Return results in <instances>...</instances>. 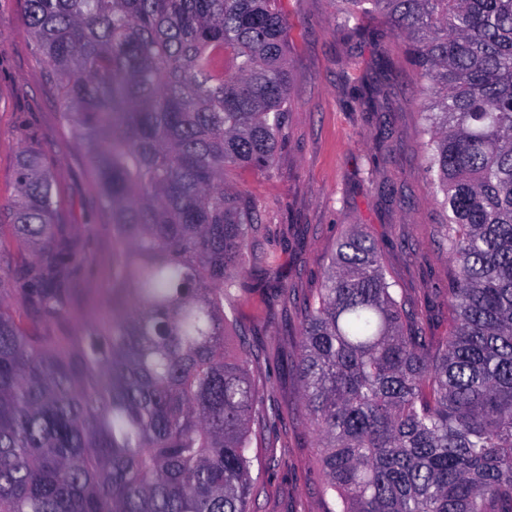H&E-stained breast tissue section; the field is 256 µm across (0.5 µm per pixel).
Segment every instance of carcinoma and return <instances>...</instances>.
Returning <instances> with one entry per match:
<instances>
[{"instance_id":"1","label":"carcinoma","mask_w":512,"mask_h":512,"mask_svg":"<svg viewBox=\"0 0 512 512\" xmlns=\"http://www.w3.org/2000/svg\"><path fill=\"white\" fill-rule=\"evenodd\" d=\"M281 0H25L59 123L108 217L111 319L71 335L89 246L40 155L0 207V512H250V353L229 350L258 223L238 185L288 112ZM383 19L423 81L448 212L434 335L376 242L342 236L298 330L302 404L339 512H512V0H339ZM32 250L24 286L4 256Z\"/></svg>"}]
</instances>
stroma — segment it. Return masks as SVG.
Wrapping results in <instances>:
<instances>
[{"instance_id": "obj_1", "label": "stroma", "mask_w": 512, "mask_h": 512, "mask_svg": "<svg viewBox=\"0 0 512 512\" xmlns=\"http://www.w3.org/2000/svg\"><path fill=\"white\" fill-rule=\"evenodd\" d=\"M290 26L291 89L283 140L273 168L239 181L260 221L240 277L235 319L252 353L251 376L276 409L253 443L262 464L251 512H329L319 438L302 406L296 331L304 298L315 295L338 239L352 226L377 242L397 298L422 314L435 335L448 328L453 265L442 242L421 136L422 81L399 35L377 19L369 35L342 27L336 0H282ZM57 121L46 92L23 0H0V204L16 190L22 150L38 148L60 188L58 219L78 225L89 246L111 245L93 233L101 216L88 201L89 165ZM92 293L72 331L111 304L105 264L82 280ZM295 296L286 298L282 287Z\"/></svg>"}]
</instances>
